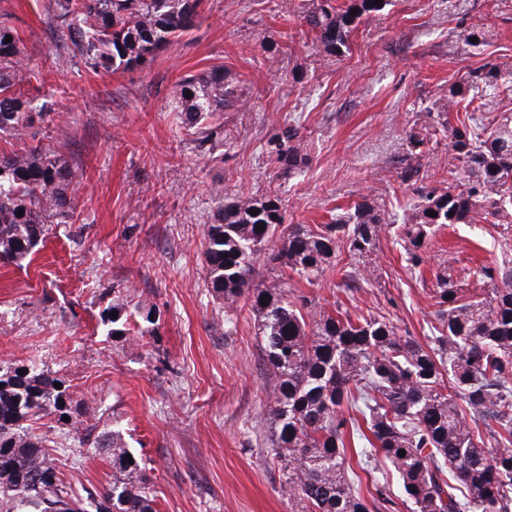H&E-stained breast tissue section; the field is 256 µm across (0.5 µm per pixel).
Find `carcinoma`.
<instances>
[{"label":"carcinoma","instance_id":"cac0c4a2","mask_svg":"<svg viewBox=\"0 0 512 512\" xmlns=\"http://www.w3.org/2000/svg\"><path fill=\"white\" fill-rule=\"evenodd\" d=\"M202 3L54 0L50 24L87 68L112 74L145 64L184 36L201 17ZM381 10L374 0H319L301 20L318 51L340 57L361 18ZM506 73L512 76L508 62L487 63L454 84L441 109L463 116L454 124L446 117L429 131L448 134L457 177L445 190L421 191L397 228L415 269L442 224L480 217L500 228L503 250L512 248V115L486 124L470 94L479 87L499 97L509 90ZM174 99L180 123L197 129L198 150L209 152L216 133L211 119L237 100L224 67L185 76ZM49 108L40 88L31 86L14 29L0 21V137L12 139L10 149H0V261L21 264L50 235L54 220L73 210L75 175L67 155L35 142V123ZM296 137L291 127L268 143L284 175L308 166ZM210 192L218 206L204 230L207 288L224 302L226 325H234L231 312L242 301L255 316L269 380L272 452L285 475L282 493L298 501L300 512H372L375 501L364 496L361 475L383 495L372 466L380 455L397 473L412 512H512V287L496 285L511 281L512 273L498 266L475 271L493 284L481 297L467 295L452 270L443 269L434 288L433 334L423 346L399 335L384 316H353L318 307L305 295L291 297L274 273L286 268L313 284L344 249L354 261L344 284L357 287L387 228L376 205L363 200L329 224L286 226L276 195L226 202L223 188ZM430 210L436 216L427 215ZM259 261L272 276L257 283ZM127 307L118 294L109 309L118 317H103L107 338L118 344L131 335V324L151 333L161 318L155 303ZM70 389L35 362L0 365V512H88L58 476L48 440L23 425L43 417L71 424L83 416ZM489 443L496 445L492 454ZM92 445L112 463V485L95 512H156L144 468L126 459L134 452L122 430L114 425Z\"/></svg>","mask_w":512,"mask_h":512}]
</instances>
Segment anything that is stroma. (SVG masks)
<instances>
[{"instance_id": "stroma-1", "label": "stroma", "mask_w": 512, "mask_h": 512, "mask_svg": "<svg viewBox=\"0 0 512 512\" xmlns=\"http://www.w3.org/2000/svg\"><path fill=\"white\" fill-rule=\"evenodd\" d=\"M311 4L204 0L196 27L153 61L103 75L69 54L49 24L50 0H0L27 69L57 96L38 128L43 144H63L76 183L73 219L30 262L0 263V363L34 360L70 384L82 423L30 426L57 442L59 476L79 496L112 481L106 456L80 437L117 423L145 463L157 512H298L270 452L254 317L239 309L226 331L224 305L206 287L210 187L221 184L228 202L277 195L289 224H326L364 199L404 223L417 198L409 164L432 186L455 179L447 138L415 149L410 132L437 123L438 104L467 72L512 61V0H390L337 58L299 25ZM475 25L487 41L472 47L464 34ZM215 66L238 99L216 116L224 136L203 155L177 124L173 92ZM291 125L309 164L284 178L267 142ZM498 240L491 224L439 228L414 270L389 232L357 289L341 285L345 252L316 284L288 271L283 280L318 306L385 316L421 341L436 273L501 264ZM116 288L159 306L155 336L135 332L120 347L106 338L100 313Z\"/></svg>"}]
</instances>
